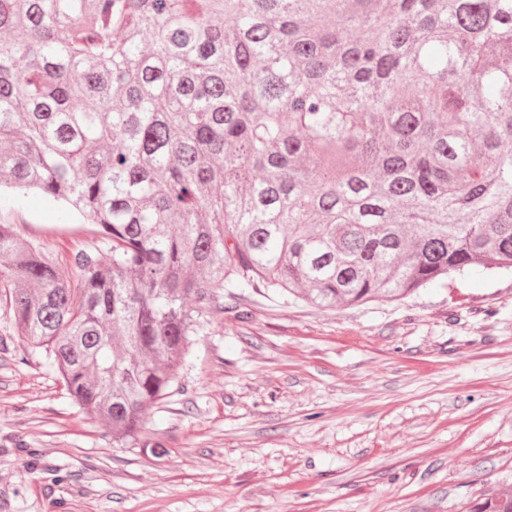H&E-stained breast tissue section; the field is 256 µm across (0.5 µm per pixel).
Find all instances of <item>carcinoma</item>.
<instances>
[{
	"label": "carcinoma",
	"mask_w": 512,
	"mask_h": 512,
	"mask_svg": "<svg viewBox=\"0 0 512 512\" xmlns=\"http://www.w3.org/2000/svg\"><path fill=\"white\" fill-rule=\"evenodd\" d=\"M2 187L94 226L67 275L0 224V296L135 444L226 288L512 273V0H0Z\"/></svg>",
	"instance_id": "obj_1"
}]
</instances>
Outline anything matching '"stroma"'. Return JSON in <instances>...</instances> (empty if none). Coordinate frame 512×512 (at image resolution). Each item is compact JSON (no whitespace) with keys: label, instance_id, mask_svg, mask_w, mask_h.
I'll use <instances>...</instances> for the list:
<instances>
[{"label":"stroma","instance_id":"1","mask_svg":"<svg viewBox=\"0 0 512 512\" xmlns=\"http://www.w3.org/2000/svg\"><path fill=\"white\" fill-rule=\"evenodd\" d=\"M0 224L62 257L97 243L31 193ZM223 303L133 447L24 352L0 296V512H471L512 490L511 274L353 308Z\"/></svg>","mask_w":512,"mask_h":512}]
</instances>
